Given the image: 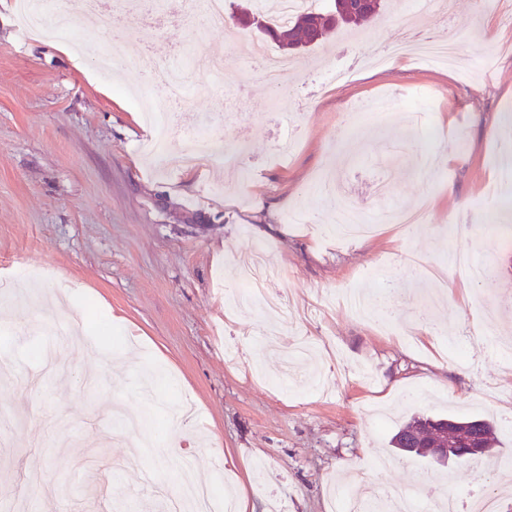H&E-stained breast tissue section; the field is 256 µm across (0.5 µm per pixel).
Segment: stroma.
<instances>
[{
	"instance_id": "35a3bbf8",
	"label": "stroma",
	"mask_w": 512,
	"mask_h": 512,
	"mask_svg": "<svg viewBox=\"0 0 512 512\" xmlns=\"http://www.w3.org/2000/svg\"><path fill=\"white\" fill-rule=\"evenodd\" d=\"M62 37L22 28L16 0H0V353L13 372L0 384V512H164L184 458L201 486L245 489L249 512H332L330 484L358 480L383 494L431 483L440 498L469 495L470 473L489 470L485 490L512 512V245L483 224L497 206L486 186L512 119V0H449L418 23L458 41L448 65L355 66L353 53H390L414 0L356 28L330 31L292 58L291 102L263 85L246 51L258 38L203 10L170 0L122 12L117 28L73 10ZM69 53H62V46ZM220 54L214 76L192 54ZM177 59L184 98L172 114L162 163L136 99L151 91L149 66ZM355 67L353 77L336 72ZM400 89L405 102H376ZM366 108L359 126L340 118ZM419 115L412 153L447 151L463 132L457 162L418 174L396 161ZM206 124L233 144L245 179L226 187V158L180 163L184 134ZM339 181L364 217L388 184L399 210L424 209L417 232L337 238L335 208L320 180ZM469 219L449 235L455 204ZM270 249V286L286 300L266 317L232 294L236 257ZM486 266L490 299L473 284L467 301L430 295L454 280L452 256ZM70 303L45 306L24 292L25 271ZM391 297L395 325L434 327L430 340L379 332L340 300ZM488 417L499 452L441 467L394 452L389 440L412 417ZM175 452H168L170 441Z\"/></svg>"
}]
</instances>
